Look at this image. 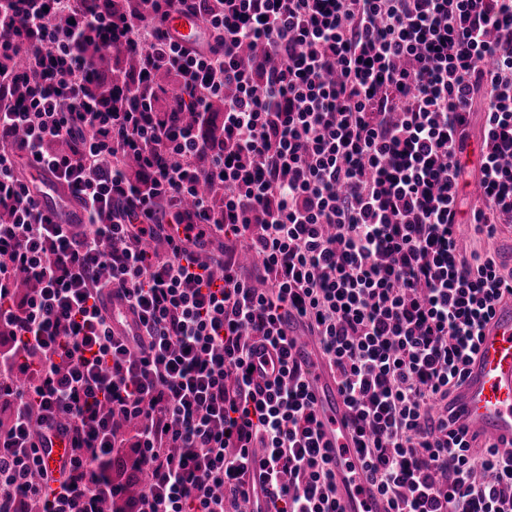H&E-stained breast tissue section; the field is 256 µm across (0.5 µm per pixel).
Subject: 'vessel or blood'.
Returning a JSON list of instances; mask_svg holds the SVG:
<instances>
[{"label":"vessel or blood","instance_id":"b4317fda","mask_svg":"<svg viewBox=\"0 0 512 512\" xmlns=\"http://www.w3.org/2000/svg\"><path fill=\"white\" fill-rule=\"evenodd\" d=\"M166 28L172 40L183 46L200 47L206 42L203 27L190 14H172ZM38 176L46 184L37 197L39 206L47 215H54L59 199L68 191L52 173L42 170ZM288 332L296 338L293 355L308 370L311 391L325 417L323 442L336 465V484L345 512H385L384 499L355 472L356 452L344 425L347 408L334 376L318 359L312 337L301 335L295 325L289 326ZM454 398L457 426L466 435L501 447L512 445V301L500 303L484 325L478 352Z\"/></svg>","mask_w":512,"mask_h":512}]
</instances>
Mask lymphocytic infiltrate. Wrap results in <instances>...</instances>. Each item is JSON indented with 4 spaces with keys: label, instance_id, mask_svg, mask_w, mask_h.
Masks as SVG:
<instances>
[{
    "label": "lymphocytic infiltrate",
    "instance_id": "lymphocytic-infiltrate-1",
    "mask_svg": "<svg viewBox=\"0 0 512 512\" xmlns=\"http://www.w3.org/2000/svg\"><path fill=\"white\" fill-rule=\"evenodd\" d=\"M133 3L0 0V512H344L291 319L387 512H512V452L453 405L512 299L456 222L480 93L470 228L512 222V0ZM180 11L207 51L160 26ZM95 32L135 68L101 70ZM23 164L84 223L44 215ZM169 224L242 244L252 276Z\"/></svg>",
    "mask_w": 512,
    "mask_h": 512
}]
</instances>
